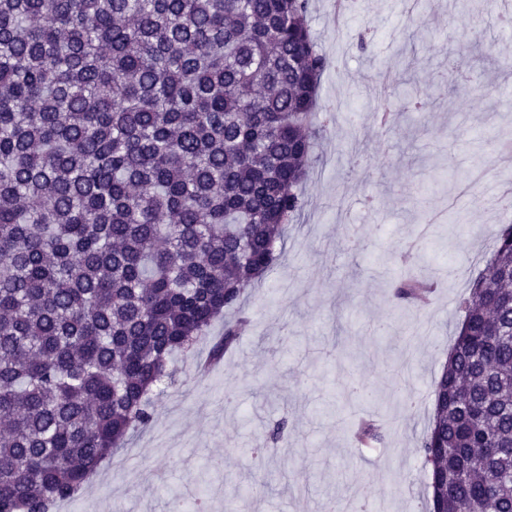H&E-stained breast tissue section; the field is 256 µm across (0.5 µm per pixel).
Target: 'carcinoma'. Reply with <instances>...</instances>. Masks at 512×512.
<instances>
[{"label":"carcinoma","mask_w":512,"mask_h":512,"mask_svg":"<svg viewBox=\"0 0 512 512\" xmlns=\"http://www.w3.org/2000/svg\"><path fill=\"white\" fill-rule=\"evenodd\" d=\"M311 7L0 0V512L74 498L276 262L324 129ZM460 307L429 512H512L511 224Z\"/></svg>","instance_id":"cac0c4a2"}]
</instances>
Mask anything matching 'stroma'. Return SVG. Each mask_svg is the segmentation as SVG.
Wrapping results in <instances>:
<instances>
[{"label": "stroma", "instance_id": "stroma-1", "mask_svg": "<svg viewBox=\"0 0 512 512\" xmlns=\"http://www.w3.org/2000/svg\"><path fill=\"white\" fill-rule=\"evenodd\" d=\"M500 0H313L312 27L329 65L318 99L333 115L309 159L304 208L277 245L273 270L241 309L210 330L243 320L240 336L209 374L198 375L209 341L178 357L176 381L153 404L148 427L101 462L80 491L84 512H172L174 495L198 491L201 458L211 463L209 512H333L350 499L379 512H426L430 490L418 451L433 421L432 390L454 343L479 264L463 278L441 266L464 251L491 254L504 225L474 206L476 179L512 181L497 162L512 142V29ZM417 31L410 70L394 59L396 32ZM368 37L361 48L360 37ZM455 64L491 88L476 106L440 76ZM429 95L422 115L398 111L381 133L376 78L406 77ZM360 144L368 170L351 165ZM415 266L435 288L426 304L393 295ZM372 417L376 445L354 430ZM280 440L270 438L278 422ZM263 449L261 462L250 451Z\"/></svg>", "mask_w": 512, "mask_h": 512}]
</instances>
